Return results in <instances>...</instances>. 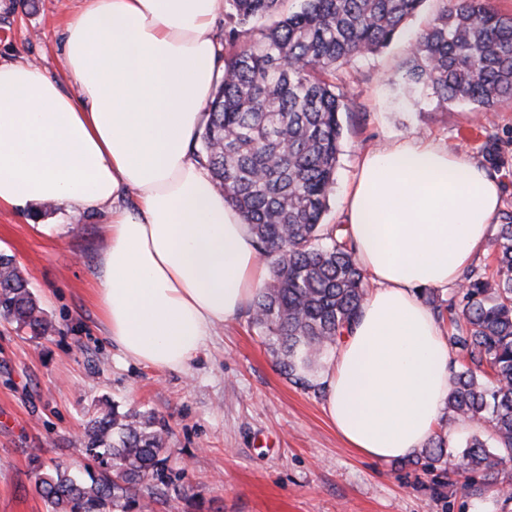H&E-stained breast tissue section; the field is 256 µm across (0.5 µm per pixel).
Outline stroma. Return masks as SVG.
Masks as SVG:
<instances>
[{
    "label": "stroma",
    "instance_id": "1",
    "mask_svg": "<svg viewBox=\"0 0 512 512\" xmlns=\"http://www.w3.org/2000/svg\"><path fill=\"white\" fill-rule=\"evenodd\" d=\"M82 5L0 0V61L61 75L64 23ZM443 5L424 0L387 47L337 79L348 110L324 223H343L362 152L415 134L479 162L495 139L506 159L495 172L501 208L512 212V101L482 130L471 105L423 96L401 78L416 36ZM108 222L107 211L52 203L0 210V251L13 255L56 327L33 339L0 320V512H46L33 459L78 466L73 442L105 399L165 419L170 465L184 472L204 512H512L497 487L473 494L442 469L348 448L327 418L324 393L281 372L248 314L217 326L187 369L161 372L125 356L100 331L96 286Z\"/></svg>",
    "mask_w": 512,
    "mask_h": 512
}]
</instances>
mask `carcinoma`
<instances>
[{"instance_id": "1", "label": "carcinoma", "mask_w": 512, "mask_h": 512, "mask_svg": "<svg viewBox=\"0 0 512 512\" xmlns=\"http://www.w3.org/2000/svg\"><path fill=\"white\" fill-rule=\"evenodd\" d=\"M424 0H224V72L210 101L202 158L213 182L252 225L270 277L250 310L281 370L303 376L324 347L357 317L365 276L336 224L323 233L340 151L342 100L336 75L387 46ZM401 78L440 101H467L486 115L512 100V16L492 0H449L417 37ZM497 269L472 268L448 300L420 295L437 316L460 319L448 347L467 364L450 366L447 407L489 423L496 453L477 437L459 453L463 486L512 485L498 466L512 461V213L499 216ZM0 319L42 338L55 327L14 257L0 252ZM166 423L152 411L107 407L78 440L82 470L58 462L33 469L49 512H149L151 503L196 505L171 475ZM445 437L425 449L424 467L451 462Z\"/></svg>"}]
</instances>
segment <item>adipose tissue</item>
Here are the masks:
<instances>
[{"mask_svg":"<svg viewBox=\"0 0 512 512\" xmlns=\"http://www.w3.org/2000/svg\"><path fill=\"white\" fill-rule=\"evenodd\" d=\"M223 0H84L66 23L77 94L0 63V209L110 210L96 290L104 336L134 361L181 370L267 277L243 217L189 152L217 79ZM501 206L478 162L413 135L367 151L343 212L372 284L313 377L349 447L409 458L448 399L450 351L420 289H448Z\"/></svg>","mask_w":512,"mask_h":512,"instance_id":"1","label":"adipose tissue"}]
</instances>
